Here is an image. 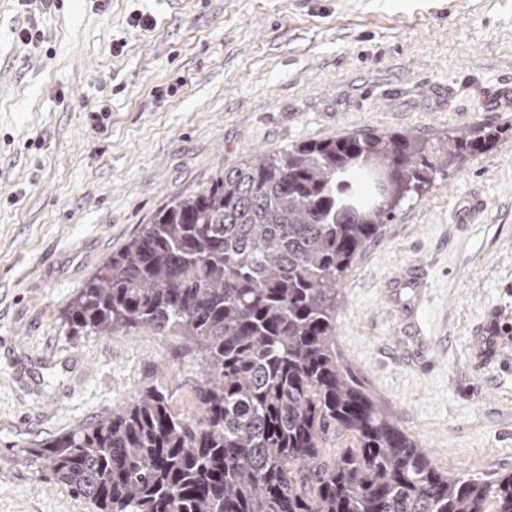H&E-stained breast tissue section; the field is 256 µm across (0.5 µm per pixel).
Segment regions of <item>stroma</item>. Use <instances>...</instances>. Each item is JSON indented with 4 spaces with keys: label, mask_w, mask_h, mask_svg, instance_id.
Segmentation results:
<instances>
[{
    "label": "stroma",
    "mask_w": 512,
    "mask_h": 512,
    "mask_svg": "<svg viewBox=\"0 0 512 512\" xmlns=\"http://www.w3.org/2000/svg\"><path fill=\"white\" fill-rule=\"evenodd\" d=\"M479 122L506 132L405 199L337 294L340 358L466 477L512 471V0H0V512H93L23 451L132 401L160 364L186 409L203 368L182 337L60 320L171 196L249 151L440 145ZM413 265L423 286L395 287Z\"/></svg>",
    "instance_id": "stroma-1"
}]
</instances>
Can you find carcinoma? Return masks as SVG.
I'll return each instance as SVG.
<instances>
[{
  "label": "carcinoma",
  "mask_w": 512,
  "mask_h": 512,
  "mask_svg": "<svg viewBox=\"0 0 512 512\" xmlns=\"http://www.w3.org/2000/svg\"><path fill=\"white\" fill-rule=\"evenodd\" d=\"M479 123L437 148L350 133L249 153L161 207L62 316L72 336L148 329L201 354L200 414L152 385L107 417L25 453L95 512H512V473L458 475L341 363V282L381 224L433 173L491 148ZM390 167L387 199L350 177ZM352 438L334 455L329 432Z\"/></svg>",
  "instance_id": "1"
}]
</instances>
